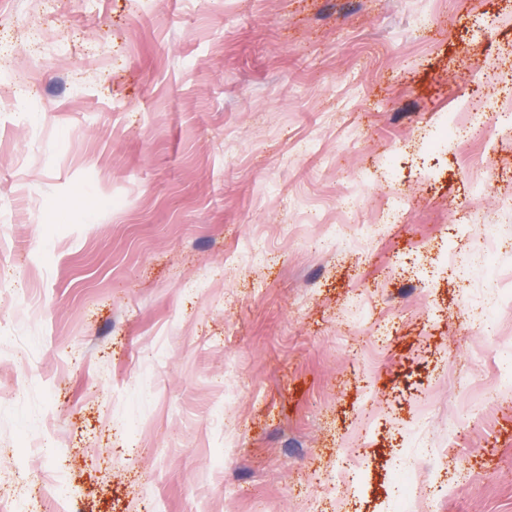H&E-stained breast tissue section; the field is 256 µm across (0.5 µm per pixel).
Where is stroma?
Here are the masks:
<instances>
[{"label":"stroma","instance_id":"stroma-1","mask_svg":"<svg viewBox=\"0 0 512 512\" xmlns=\"http://www.w3.org/2000/svg\"><path fill=\"white\" fill-rule=\"evenodd\" d=\"M32 65L1 500L34 463L76 512H400L424 450L430 512H512V308L469 321L512 273V112L425 149L512 87V0H0V70ZM424 469L420 459H413L409 460L399 471L394 484L404 502L412 504L416 497L422 496L425 482Z\"/></svg>","mask_w":512,"mask_h":512}]
</instances>
